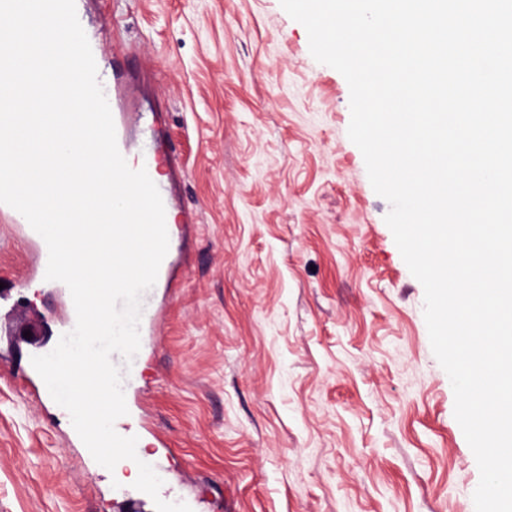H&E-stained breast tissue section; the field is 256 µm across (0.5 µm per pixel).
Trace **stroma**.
<instances>
[{
	"label": "stroma",
	"instance_id": "35a3bbf8",
	"mask_svg": "<svg viewBox=\"0 0 512 512\" xmlns=\"http://www.w3.org/2000/svg\"><path fill=\"white\" fill-rule=\"evenodd\" d=\"M170 143L179 225L149 293L125 428L192 512H475L474 454L424 290L349 139L350 91L280 0H75ZM0 222V512H154L114 485L32 371L75 326L67 288ZM41 343L15 342L22 319Z\"/></svg>",
	"mask_w": 512,
	"mask_h": 512
}]
</instances>
